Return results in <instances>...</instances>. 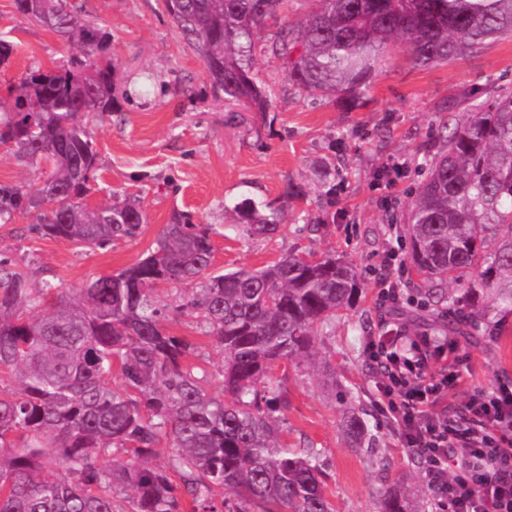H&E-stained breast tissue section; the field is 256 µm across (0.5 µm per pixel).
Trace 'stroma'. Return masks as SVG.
Returning a JSON list of instances; mask_svg holds the SVG:
<instances>
[{
  "label": "stroma",
  "instance_id": "obj_1",
  "mask_svg": "<svg viewBox=\"0 0 512 512\" xmlns=\"http://www.w3.org/2000/svg\"><path fill=\"white\" fill-rule=\"evenodd\" d=\"M112 36L114 80L125 89L118 112L89 117L98 166L88 207L127 196L147 214L141 234L104 249L84 250L32 231L35 215L0 226V253L29 268L33 284L51 279L63 289L136 262L175 214L194 224H217L214 270L266 266L282 254L331 253L358 272L364 293L341 312L319 352L333 377L285 361L274 369L288 389L283 441L319 448L331 476L336 512H379L383 495L407 489L413 512H433L425 467L402 448L377 390L378 369L365 350L368 336L388 319L379 282L399 268L402 300L422 286L409 247L389 259L403 238L415 190L446 145L461 113L487 108L512 89V34L488 40L478 52L449 63L421 66L398 47L387 50L360 104L344 110L335 98L312 99L290 83L280 60L258 56L255 70L273 90L266 111L248 112L213 89L203 63L172 22L164 0H69ZM0 37L13 41L0 91L26 68H52L76 55L46 28L20 16L14 0H0ZM280 212L270 238L246 237L233 210L242 198ZM168 328L195 346L194 361L217 371L223 356L190 317ZM471 356L467 385L450 390L463 406L474 389L512 380V313L492 314L484 335L461 338ZM362 409L374 451L351 448L341 431L348 407Z\"/></svg>",
  "mask_w": 512,
  "mask_h": 512
}]
</instances>
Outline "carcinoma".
<instances>
[{
	"label": "carcinoma",
	"mask_w": 512,
	"mask_h": 512,
	"mask_svg": "<svg viewBox=\"0 0 512 512\" xmlns=\"http://www.w3.org/2000/svg\"><path fill=\"white\" fill-rule=\"evenodd\" d=\"M164 2L214 90L258 112L270 102L254 71L262 53L282 62L300 93L334 95L351 109L396 41L428 66L512 32V0H319L289 24L280 22L286 0ZM15 7L80 56L29 67L0 97V141L33 167L51 164L33 192L0 182V224L35 211L33 230L80 247L136 238L146 222L139 199L82 203L98 162L83 117L118 106L109 33L68 0ZM270 21L278 27L265 39ZM234 210L248 237L279 229L278 212L251 198ZM404 232L424 277L420 305L439 330L469 334L492 311L512 312V93L455 122ZM221 235L175 215L138 261L68 292L49 279L32 286L28 269L0 256V512H335L321 450L281 443L288 390L273 370L314 356L336 314L358 303L360 278L332 256L294 252L215 273ZM170 312L194 317L216 342L219 372L188 362L195 347L170 333ZM343 428L351 447L373 445L359 411ZM163 444L164 463L151 464ZM380 512L412 510L393 490Z\"/></svg>",
	"instance_id": "carcinoma-1"
}]
</instances>
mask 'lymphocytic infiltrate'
<instances>
[{
  "label": "lymphocytic infiltrate",
  "mask_w": 512,
  "mask_h": 512,
  "mask_svg": "<svg viewBox=\"0 0 512 512\" xmlns=\"http://www.w3.org/2000/svg\"><path fill=\"white\" fill-rule=\"evenodd\" d=\"M367 349L403 447L426 465L438 512H512V384L474 391L457 410L448 391L466 384L469 354L455 341L387 322Z\"/></svg>",
  "instance_id": "obj_1"
}]
</instances>
